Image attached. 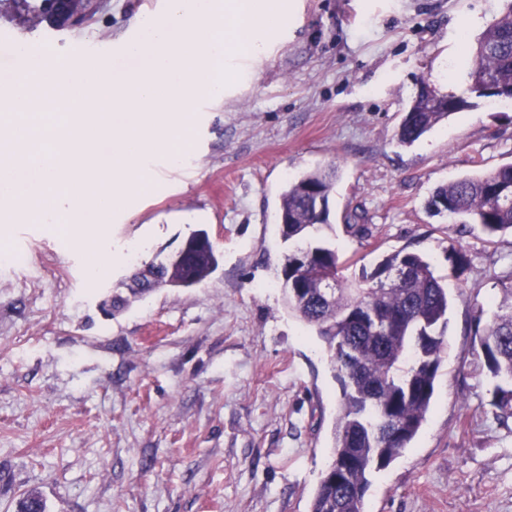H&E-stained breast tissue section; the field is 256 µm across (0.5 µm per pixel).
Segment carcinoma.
Returning <instances> with one entry per match:
<instances>
[{"instance_id":"carcinoma-1","label":"carcinoma","mask_w":512,"mask_h":512,"mask_svg":"<svg viewBox=\"0 0 512 512\" xmlns=\"http://www.w3.org/2000/svg\"><path fill=\"white\" fill-rule=\"evenodd\" d=\"M59 0H0V13L11 10L30 28L48 23ZM469 65V92L478 98H499L512 87V0L481 33ZM420 82L397 131L401 145H411L455 112L472 106L463 96L425 93ZM335 170L313 169L291 180L280 198V225L285 241L309 247L306 267L285 257L282 285L288 308L325 342L341 402L332 449L321 472L309 512H366L373 472L389 466L419 433L430 411L446 346L448 289L431 263L403 250L382 256L358 279L342 274L336 250L315 239L333 229L330 198ZM434 214L466 217L489 236L512 232V164L465 176L435 190L428 200ZM180 262L151 264L135 273L129 293L143 298L160 283L190 287L217 268L213 244L195 233ZM452 274L469 270L467 251L448 249ZM400 269L404 276L390 288L379 277ZM498 314L475 342L488 374L496 381L490 405L502 417L512 416V277L502 288ZM18 512H46L40 493L29 490Z\"/></svg>"}]
</instances>
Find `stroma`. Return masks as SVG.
Here are the masks:
<instances>
[{
	"mask_svg": "<svg viewBox=\"0 0 512 512\" xmlns=\"http://www.w3.org/2000/svg\"><path fill=\"white\" fill-rule=\"evenodd\" d=\"M165 0H100L85 25L0 20L18 43L108 49ZM503 0H294L287 37L250 87L198 114L186 168L147 191L108 245L142 250L97 285L65 224L0 228V512L40 492L46 512H308L340 399L325 344L285 302L277 213L286 183L333 168L331 240L347 278L401 249L448 287L447 348L428 419L376 472L367 512H512V418L489 405L474 344L512 270V234L431 215L440 185L512 162V103L475 99L419 141L396 131L420 78L468 85L465 61ZM368 225L347 232V217ZM205 231L219 267L113 311L137 269ZM473 264L448 273V250Z\"/></svg>",
	"mask_w": 512,
	"mask_h": 512,
	"instance_id": "obj_1",
	"label": "stroma"
}]
</instances>
